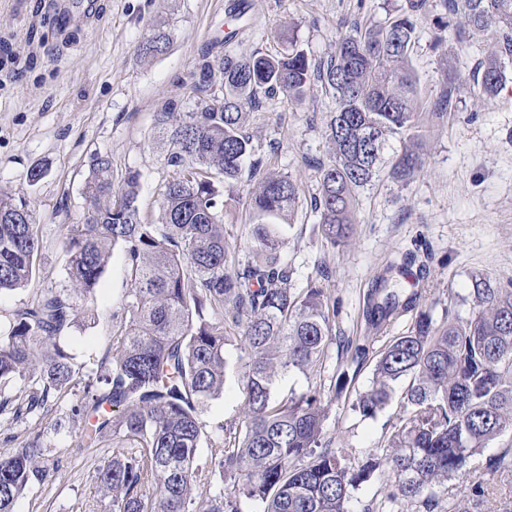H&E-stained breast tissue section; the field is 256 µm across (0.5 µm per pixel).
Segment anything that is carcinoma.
<instances>
[{
	"mask_svg": "<svg viewBox=\"0 0 512 512\" xmlns=\"http://www.w3.org/2000/svg\"><path fill=\"white\" fill-rule=\"evenodd\" d=\"M426 0H405L378 24L353 25L325 62H312L293 47L279 55L227 58L221 68L224 98L195 112L170 105L155 115L164 161L175 171L161 193L159 223L141 220V174L128 170L115 184L112 160L96 153L85 183L87 208L68 226L63 288H43L10 311L0 330V441L25 436L20 448L0 456V512H14L36 483L62 471L41 426H61L57 413L83 424L77 447L112 441V457L97 465L92 481L107 499V512H352L361 484L387 469L391 489L362 512H402L415 503L437 512L448 480L480 468L490 441L512 431V288L489 276L473 279L479 310L464 322L439 326L428 309L412 330L375 351L370 386L353 410L374 417L390 402L395 385L409 379L406 413L386 445L362 460L325 439L321 392L280 399L285 378L319 372L328 359L336 302L315 282L294 287L284 258L286 232L298 209L290 177L266 171L264 158L245 133L259 94L291 102L304 99L312 81L332 91L335 108L325 125L329 159L318 163L319 193L311 207L331 247L348 243L356 223L357 196L384 163L401 180L420 169L419 133L413 112L419 97L409 57ZM441 32L495 30L500 52L489 54L473 75L482 95L498 97L506 76L502 54H512V0H444ZM166 48L157 35L139 47L148 57ZM465 79L448 62L440 105L455 109ZM409 142L386 157L390 140ZM246 177L253 183L245 225L250 259L240 260L224 235L220 183ZM128 261V288L112 312L107 350L97 367L76 360L67 343L77 300L88 301L111 251ZM42 249L40 225L24 200L0 191V294L24 290L36 276ZM395 291L375 288L365 310L372 326L399 306ZM340 357L361 364L366 346L339 341ZM236 359L248 400L238 422L222 428L199 452L204 411L224 392L227 354ZM512 468V448L485 469Z\"/></svg>",
	"mask_w": 512,
	"mask_h": 512,
	"instance_id": "cac0c4a2",
	"label": "carcinoma"
}]
</instances>
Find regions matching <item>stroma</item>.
Instances as JSON below:
<instances>
[{"label": "stroma", "mask_w": 512, "mask_h": 512, "mask_svg": "<svg viewBox=\"0 0 512 512\" xmlns=\"http://www.w3.org/2000/svg\"><path fill=\"white\" fill-rule=\"evenodd\" d=\"M405 0H0V190L30 202L42 226L39 273L31 289L0 298V314L31 300L37 288L65 286L64 227L79 223L86 202L83 188L94 153L108 154L115 176L135 169L142 175L139 197L143 221H157L160 193L173 176L155 136L154 115L166 104L196 111L201 102L219 103L224 81L219 66L226 56L275 55L289 44L312 61L329 58L340 34L353 24L385 21ZM442 0H427L412 65L419 79L418 114L424 164L395 181L380 172L357 198V223L346 246L326 245L311 206L319 191L318 162L327 160L324 121L334 107L331 91L313 82L302 102L263 100L247 133L264 152L265 166L298 186L301 205L288 231L285 257L295 287L316 279L336 299V333L356 341L371 338L381 347L407 333L416 313L397 311L380 328L363 317L377 281L387 279L404 293L420 296L436 323L471 317L475 275L501 285L512 283V57L505 61L507 89L487 102L473 80L462 83L455 111L438 100L448 57L458 54L465 73L499 47L496 35L470 32L458 43L454 32L434 45V22L444 15ZM165 33L161 54L141 57L139 45ZM214 72L206 91H197L200 65ZM45 170L39 182L30 171ZM247 179L223 187L224 204L234 214L225 223L231 249L246 255ZM127 286L126 261L114 250L95 294L99 316L79 318L71 350L79 360H100L109 319ZM344 366L330 346L322 374H296L283 380L278 397L297 396L313 387L324 392L325 438L334 447L365 457L383 446L403 414L404 383L375 417L354 411L356 394L366 390L371 365L349 374L347 396L331 389ZM246 400L241 385L229 382L203 416L209 434L239 420ZM78 423L64 420L52 433V447L68 449L64 480H49L21 498L15 512H72L98 498L90 474L111 456V446L90 450L74 445ZM482 483L484 494L472 490ZM442 512H512V470H477L448 482Z\"/></svg>", "instance_id": "35a3bbf8"}]
</instances>
